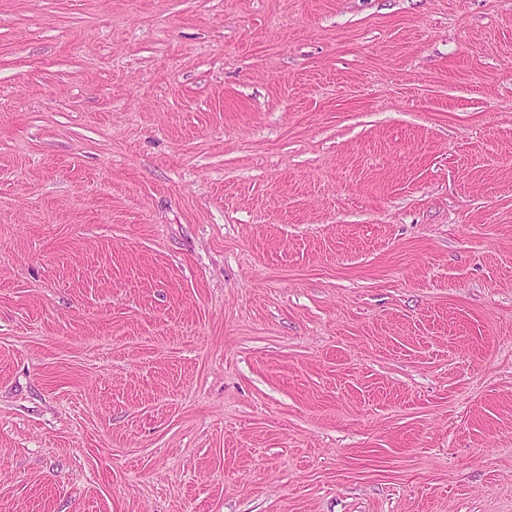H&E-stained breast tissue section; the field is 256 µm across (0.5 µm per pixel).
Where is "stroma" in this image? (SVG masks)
<instances>
[{
  "mask_svg": "<svg viewBox=\"0 0 512 512\" xmlns=\"http://www.w3.org/2000/svg\"><path fill=\"white\" fill-rule=\"evenodd\" d=\"M0 512H512V0H0Z\"/></svg>",
  "mask_w": 512,
  "mask_h": 512,
  "instance_id": "stroma-1",
  "label": "stroma"
}]
</instances>
